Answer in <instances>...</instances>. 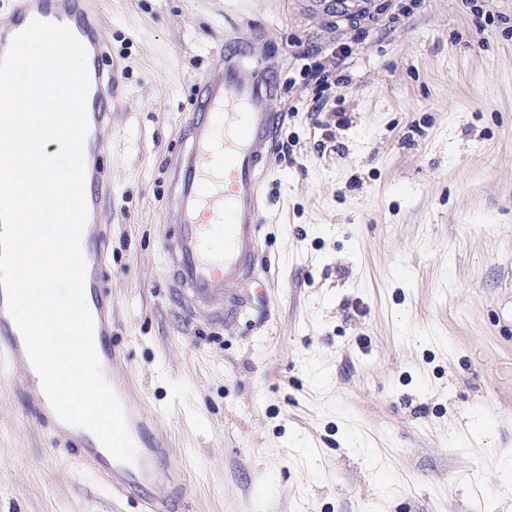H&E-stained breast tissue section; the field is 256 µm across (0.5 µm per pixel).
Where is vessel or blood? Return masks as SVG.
<instances>
[{
	"label": "vessel or blood",
	"mask_w": 512,
	"mask_h": 512,
	"mask_svg": "<svg viewBox=\"0 0 512 512\" xmlns=\"http://www.w3.org/2000/svg\"><path fill=\"white\" fill-rule=\"evenodd\" d=\"M36 19L68 27L91 63L93 83L86 100L84 142L89 158L84 182L88 216L81 236L84 299L93 319L94 347L103 374L124 408L137 448L135 462L110 463L100 444L89 440L80 457L117 497L142 503L143 512H171V496L182 487L167 465L171 450L166 441L154 437L153 421L139 390L113 367L112 305L104 296L100 277L106 242L104 203L111 191L102 154L112 135V75L100 65L105 51L98 40L99 16L94 0H20L0 20V58L14 37ZM254 65L251 42L245 39L221 52L216 75L198 80L194 107L184 119L186 144L170 169L169 189L177 201L172 222L178 235L166 257L168 277L172 287L189 294L193 309L205 310L215 320L241 313L239 307L226 305L221 293L224 285L255 273L263 180L272 153L269 135L279 118L276 78L254 72ZM0 374L19 375L31 386L39 382L1 291ZM35 415L58 437L75 440V431L61 423L46 395H39ZM159 481L168 484L169 495L152 493Z\"/></svg>",
	"instance_id": "obj_1"
}]
</instances>
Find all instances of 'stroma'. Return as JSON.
I'll return each mask as SVG.
<instances>
[{"label":"stroma","mask_w":512,"mask_h":512,"mask_svg":"<svg viewBox=\"0 0 512 512\" xmlns=\"http://www.w3.org/2000/svg\"><path fill=\"white\" fill-rule=\"evenodd\" d=\"M116 88L104 269L115 366L182 473L175 512H512V37L465 0H99ZM276 71L243 309L166 277L168 167L242 29ZM351 53L337 65L335 51ZM321 51L325 92L304 51ZM0 383V512H140Z\"/></svg>","instance_id":"1"}]
</instances>
